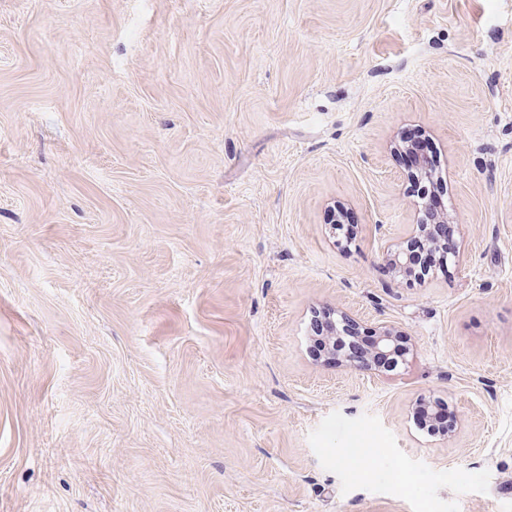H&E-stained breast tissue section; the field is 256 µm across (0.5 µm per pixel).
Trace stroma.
<instances>
[{
  "mask_svg": "<svg viewBox=\"0 0 512 512\" xmlns=\"http://www.w3.org/2000/svg\"><path fill=\"white\" fill-rule=\"evenodd\" d=\"M406 127L461 255L414 285ZM0 512H512V0H0ZM409 142V146L411 149L408 151V154L411 157V161L417 162L418 160L423 159V161H427V157L431 159L432 169L436 170L432 163V144L429 138L420 130H411L409 132H404L401 136L400 143ZM332 314L330 331H325V336H316L319 339L314 340V347L318 352L324 350V342L322 339L328 338L332 352L336 358L343 357L346 361L362 360L373 357V335L356 332L350 333L344 327L338 328L336 331L335 312ZM336 335V336H335ZM322 338V339H320ZM416 426L426 434L442 435L451 431L454 425V416L446 411L445 405H438V412L431 414L430 407H420L419 411L413 416Z\"/></svg>",
  "mask_w": 512,
  "mask_h": 512,
  "instance_id": "35a3bbf8",
  "label": "stroma"
}]
</instances>
